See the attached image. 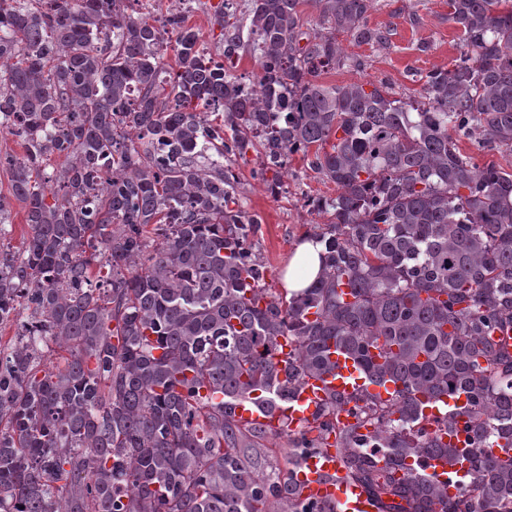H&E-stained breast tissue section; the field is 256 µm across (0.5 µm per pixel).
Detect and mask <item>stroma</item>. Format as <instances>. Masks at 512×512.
<instances>
[{"instance_id": "obj_1", "label": "stroma", "mask_w": 512, "mask_h": 512, "mask_svg": "<svg viewBox=\"0 0 512 512\" xmlns=\"http://www.w3.org/2000/svg\"><path fill=\"white\" fill-rule=\"evenodd\" d=\"M372 25L392 31V44L386 49L345 44L347 54L357 57V69H339L323 77L329 84L357 81L384 82L393 92L407 97L417 88L415 76L434 69L451 67L459 55L457 30L448 19V0H375L370 13ZM428 51H421V44ZM261 158L249 153L247 162L234 165L240 183L241 201L245 209L261 222L259 250L267 264L266 282L283 291L282 275L294 246L312 225L326 224L330 214L313 211L307 198L332 197L334 183L310 171L301 156H293L290 174L278 195H269L254 172Z\"/></svg>"}]
</instances>
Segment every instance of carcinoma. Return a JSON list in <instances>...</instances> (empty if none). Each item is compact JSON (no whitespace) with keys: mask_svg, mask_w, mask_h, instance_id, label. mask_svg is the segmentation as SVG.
Here are the masks:
<instances>
[{"mask_svg":"<svg viewBox=\"0 0 512 512\" xmlns=\"http://www.w3.org/2000/svg\"><path fill=\"white\" fill-rule=\"evenodd\" d=\"M130 2L0 0V135L22 148L0 168L28 227L23 250L0 243V324L20 326L0 348V512H337L294 487L330 447L377 512H459L418 466L442 455L469 463L465 512H512V352L494 343L512 327V161L458 146L512 156V0H448L459 57L414 99L321 81L361 66L337 35L389 45L374 0H313L314 21L302 0H224L222 63L186 8ZM250 151L273 195L298 152L336 184L306 200L333 220L299 295L265 286L225 166ZM337 351L399 394L336 396L295 431L235 418L288 404ZM461 393L422 427L419 398Z\"/></svg>","mask_w":512,"mask_h":512,"instance_id":"carcinoma-1","label":"carcinoma"}]
</instances>
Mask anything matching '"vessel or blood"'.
I'll return each instance as SVG.
<instances>
[{
    "label": "vessel or blood",
    "mask_w": 512,
    "mask_h": 512,
    "mask_svg": "<svg viewBox=\"0 0 512 512\" xmlns=\"http://www.w3.org/2000/svg\"><path fill=\"white\" fill-rule=\"evenodd\" d=\"M332 360L333 369L307 377L288 405L269 407L244 401L235 407L237 419L244 423H257L273 431L285 426L294 430L311 420L319 406L333 393L347 395L362 390L388 399L397 389L396 384L389 380L380 385L370 383L360 375L354 360L345 354H333ZM339 471L335 449L323 448L306 457L297 475L300 497L310 501L336 502L341 512H375L360 489L339 479ZM427 471L443 480L451 474L462 479L468 473V464L459 458L450 461L439 456L430 460Z\"/></svg>",
    "instance_id": "b4317fda"
}]
</instances>
